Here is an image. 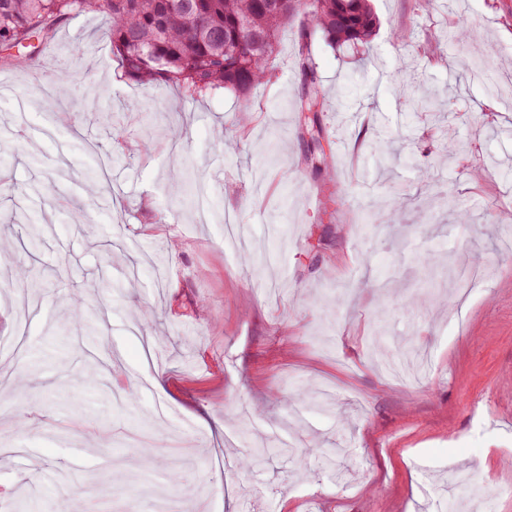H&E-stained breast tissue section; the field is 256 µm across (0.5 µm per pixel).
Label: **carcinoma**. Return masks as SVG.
<instances>
[{
    "label": "carcinoma",
    "mask_w": 512,
    "mask_h": 512,
    "mask_svg": "<svg viewBox=\"0 0 512 512\" xmlns=\"http://www.w3.org/2000/svg\"><path fill=\"white\" fill-rule=\"evenodd\" d=\"M88 10L111 17L112 52L129 77L175 84L190 96L229 89L244 104L266 78L280 28L305 15L294 52L297 119L306 162L316 172L331 160L323 147L313 35L335 47L366 45L379 25L372 0H0V50L47 38L70 14Z\"/></svg>",
    "instance_id": "obj_1"
}]
</instances>
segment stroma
<instances>
[{
	"mask_svg": "<svg viewBox=\"0 0 512 512\" xmlns=\"http://www.w3.org/2000/svg\"><path fill=\"white\" fill-rule=\"evenodd\" d=\"M375 9L366 52L314 39L318 174L296 25L245 112L227 89L127 77L101 11L26 65L0 52V512H58L68 493L82 512H512V0ZM60 81L69 109L44 139ZM409 89L448 111H413ZM107 114L124 134L103 140L122 157L104 174L82 138ZM475 263L483 281L457 295ZM19 268L39 284L22 334ZM76 301L102 347L76 334ZM375 320L409 349L404 380L367 354ZM283 440L293 462L251 461Z\"/></svg>",
	"mask_w": 512,
	"mask_h": 512,
	"instance_id": "stroma-1",
	"label": "stroma"
}]
</instances>
